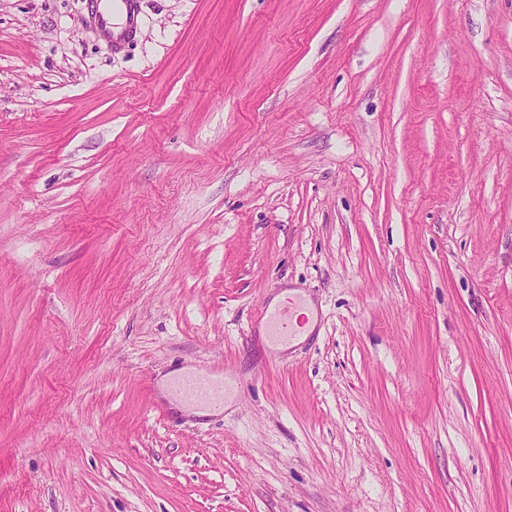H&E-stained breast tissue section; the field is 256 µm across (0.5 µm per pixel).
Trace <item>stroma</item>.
<instances>
[{
  "label": "stroma",
  "instance_id": "obj_1",
  "mask_svg": "<svg viewBox=\"0 0 512 512\" xmlns=\"http://www.w3.org/2000/svg\"><path fill=\"white\" fill-rule=\"evenodd\" d=\"M0 512H512V0H0ZM139 0H88L91 12H95L102 36L120 50L131 42L137 33ZM112 4V7L110 6ZM100 9V10H99ZM121 19L122 22L116 21ZM260 316L266 321L272 336L276 339L287 340L293 334L292 311L288 306L270 308L265 305ZM226 390L224 381L209 378H187L178 382L176 386L177 393L188 402L199 404V409H193L195 406H190V409L197 415L208 414L213 409L207 406L223 407Z\"/></svg>",
  "mask_w": 512,
  "mask_h": 512
}]
</instances>
